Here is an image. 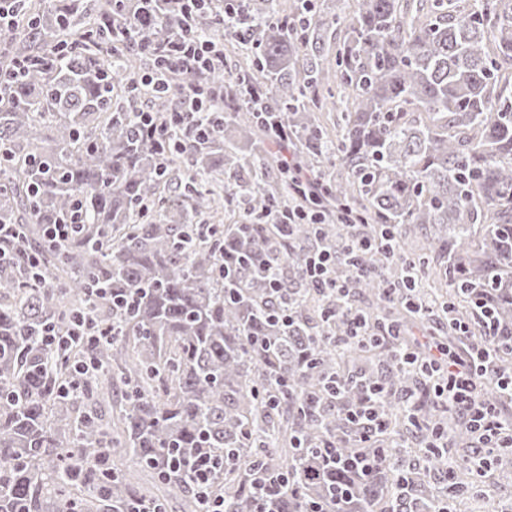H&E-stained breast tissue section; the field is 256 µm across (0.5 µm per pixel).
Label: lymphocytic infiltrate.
Returning a JSON list of instances; mask_svg holds the SVG:
<instances>
[{
  "label": "lymphocytic infiltrate",
  "mask_w": 512,
  "mask_h": 512,
  "mask_svg": "<svg viewBox=\"0 0 512 512\" xmlns=\"http://www.w3.org/2000/svg\"><path fill=\"white\" fill-rule=\"evenodd\" d=\"M175 2L181 15L178 33L159 43L145 38L136 42L137 48L153 59L154 66L137 75L135 84L164 91L168 88L167 74L185 69L205 73L224 64L223 44L202 33L205 21H202L201 13L206 0ZM247 2L224 0L223 10L215 13L208 22L221 28L225 38L255 50L259 44L251 37L252 19ZM182 95L184 108L172 117L170 123L157 121L153 112H140L141 130L163 135L172 126L205 131L210 114L219 106L210 87L200 83L183 89ZM244 100L263 114L267 136L281 151L282 167L288 172V194L299 200L298 205L283 211L280 226L317 223L326 197L324 173L301 165L297 150L290 142L288 128L267 92L245 90ZM415 344L416 352L405 353L404 363H420L430 399L459 416L463 427L474 435V446L481 460L498 459L501 449H512V423L503 420L500 409L487 403L481 394V385L488 380L498 381L512 390V370L503 371L495 360L501 349H512V336H499L494 326H485L481 345L465 357L453 354L426 336L416 338Z\"/></svg>",
  "instance_id": "obj_1"
}]
</instances>
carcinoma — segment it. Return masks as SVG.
<instances>
[{
  "label": "carcinoma",
  "mask_w": 512,
  "mask_h": 512,
  "mask_svg": "<svg viewBox=\"0 0 512 512\" xmlns=\"http://www.w3.org/2000/svg\"><path fill=\"white\" fill-rule=\"evenodd\" d=\"M135 7L55 0L45 12L22 0V34L5 38L4 63L29 66L0 86V225L22 232L0 264V512H125L136 501L165 510L176 496L200 512L183 467L199 453L217 461L211 494L227 512H296L300 499L325 510L341 494L346 512H432L460 492L459 512L475 498L465 489L476 472L457 468L448 488L431 480L440 467L430 459L466 456L468 433L429 402L418 424L392 402L418 383L393 356L404 337L336 348L348 330L336 315L343 300L306 269L318 245L341 255L329 276L346 284V300L366 301L354 311L376 328L454 344L467 323L472 345L489 318L512 332V0H355L348 13L294 0L288 31L273 0L249 4L261 51L233 76L271 93L307 167H345L330 195L361 219L292 225L288 326L269 318L279 297L262 268L246 264L234 287L224 283V263L266 259L280 241L266 221L288 184L235 174L269 150L261 121L233 97L200 138L141 132L132 73L151 60L124 46L165 40L176 20L157 0L142 30ZM199 81L193 70L175 76L156 111H181V89ZM326 111L337 114L334 139L316 117ZM241 189L253 222H194ZM73 214L76 232L48 244L43 226ZM389 229L400 254L370 250L362 260L378 275L353 276L351 232L380 241ZM408 259L418 262L412 279ZM434 271L445 281L434 297L449 305L418 323L404 297ZM104 287L131 305L113 304ZM85 312L113 328L110 340L64 350L38 340L41 327L63 334ZM90 357L94 371L79 375ZM376 385L390 392L387 424L378 447L364 448L352 412ZM107 398L111 419L100 412ZM390 445L396 457L418 449L422 463L365 474L330 461ZM128 455L151 484L123 467Z\"/></svg>",
  "instance_id": "1"
}]
</instances>
